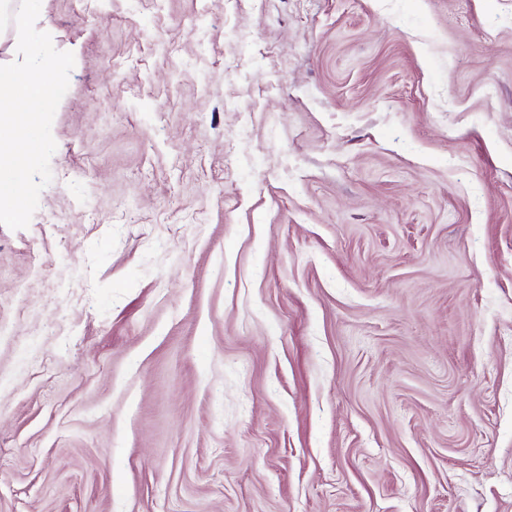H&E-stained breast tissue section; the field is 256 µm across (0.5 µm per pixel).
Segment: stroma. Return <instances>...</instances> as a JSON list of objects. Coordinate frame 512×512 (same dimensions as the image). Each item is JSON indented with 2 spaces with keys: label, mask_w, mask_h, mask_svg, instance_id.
Wrapping results in <instances>:
<instances>
[{
  "label": "stroma",
  "mask_w": 512,
  "mask_h": 512,
  "mask_svg": "<svg viewBox=\"0 0 512 512\" xmlns=\"http://www.w3.org/2000/svg\"><path fill=\"white\" fill-rule=\"evenodd\" d=\"M36 27L75 64L0 225V512H512V0Z\"/></svg>",
  "instance_id": "stroma-1"
}]
</instances>
